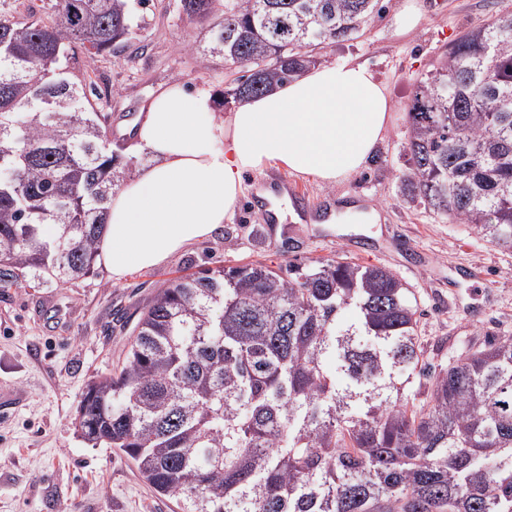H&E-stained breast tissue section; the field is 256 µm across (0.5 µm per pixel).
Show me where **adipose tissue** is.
Masks as SVG:
<instances>
[{"label":"adipose tissue","instance_id":"1","mask_svg":"<svg viewBox=\"0 0 512 512\" xmlns=\"http://www.w3.org/2000/svg\"><path fill=\"white\" fill-rule=\"evenodd\" d=\"M392 108L374 72L349 60L319 65L218 112L210 91L158 88L134 123L146 161L106 204L98 257L113 280L154 268L211 238L233 211L243 175L279 165L335 184L383 141Z\"/></svg>","mask_w":512,"mask_h":512}]
</instances>
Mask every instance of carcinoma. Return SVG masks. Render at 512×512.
Masks as SVG:
<instances>
[{
	"mask_svg": "<svg viewBox=\"0 0 512 512\" xmlns=\"http://www.w3.org/2000/svg\"><path fill=\"white\" fill-rule=\"evenodd\" d=\"M379 0H177L218 19L201 58L243 100L361 36ZM128 0L0 15V288L94 275L104 205L128 170L69 65L131 47ZM406 151L436 216L512 252V10L417 80ZM409 289L345 258L256 261L165 282L76 427L180 512H512V337L427 366ZM429 383L428 401L414 399Z\"/></svg>",
	"mask_w": 512,
	"mask_h": 512,
	"instance_id": "cac0c4a2",
	"label": "carcinoma"
}]
</instances>
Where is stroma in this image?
I'll list each match as a JSON object with an SVG mask.
<instances>
[{
  "mask_svg": "<svg viewBox=\"0 0 512 512\" xmlns=\"http://www.w3.org/2000/svg\"><path fill=\"white\" fill-rule=\"evenodd\" d=\"M172 2L129 0L137 53L77 58L93 88L89 101L108 115L113 146L128 147L121 125L131 124L161 86L181 81L224 94L223 60L198 54L205 23L178 19ZM404 2L379 0L363 36L323 51L328 63L367 64L388 90L391 121L367 167L339 184L276 167L244 175L248 186L287 181L321 211L375 209L377 223L306 224L292 209L284 222L267 224L252 210L248 189L220 233L166 264L118 282L99 266L73 284L0 289V386L16 395L0 404V512H176L124 456L91 447L75 427L86 383L118 363L140 311L175 276L251 260L276 267L343 256L387 267L406 282L420 312L424 359L433 367L455 364L490 337H512V252L420 204L406 183L405 151L416 78L433 69L448 43L512 0H419V24L402 33L395 16Z\"/></svg>",
  "mask_w": 512,
  "mask_h": 512,
  "instance_id": "obj_1",
  "label": "stroma"
}]
</instances>
